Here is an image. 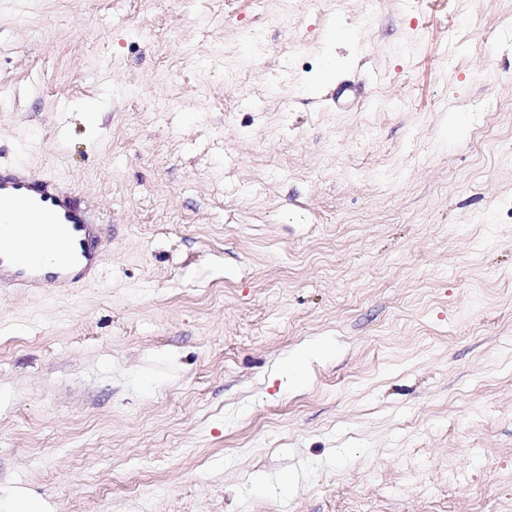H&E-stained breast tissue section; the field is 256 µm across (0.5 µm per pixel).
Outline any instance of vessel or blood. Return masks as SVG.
I'll use <instances>...</instances> for the list:
<instances>
[{"label": "vessel or blood", "instance_id": "obj_1", "mask_svg": "<svg viewBox=\"0 0 512 512\" xmlns=\"http://www.w3.org/2000/svg\"><path fill=\"white\" fill-rule=\"evenodd\" d=\"M30 224L17 228L18 216ZM0 294L25 289L52 291L96 278L101 238L95 216L79 206L63 182L36 175L24 165L0 167Z\"/></svg>", "mask_w": 512, "mask_h": 512}]
</instances>
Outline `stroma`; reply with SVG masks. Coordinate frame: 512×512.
<instances>
[{"label":"stroma","instance_id":"stroma-1","mask_svg":"<svg viewBox=\"0 0 512 512\" xmlns=\"http://www.w3.org/2000/svg\"><path fill=\"white\" fill-rule=\"evenodd\" d=\"M0 87L103 246L0 297L1 489L512 512V0H0Z\"/></svg>","mask_w":512,"mask_h":512}]
</instances>
